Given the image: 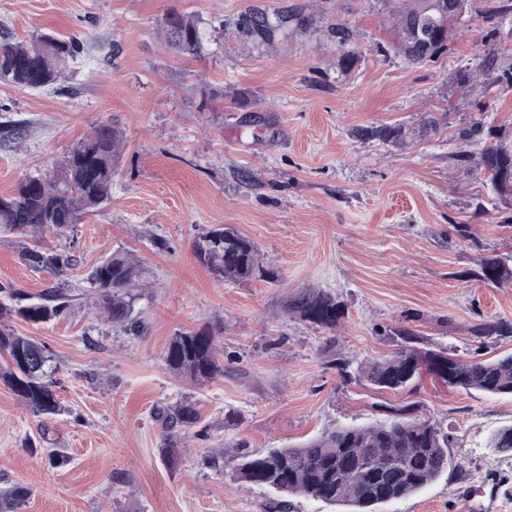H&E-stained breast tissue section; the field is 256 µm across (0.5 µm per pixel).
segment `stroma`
Wrapping results in <instances>:
<instances>
[{"label": "stroma", "mask_w": 512, "mask_h": 512, "mask_svg": "<svg viewBox=\"0 0 512 512\" xmlns=\"http://www.w3.org/2000/svg\"><path fill=\"white\" fill-rule=\"evenodd\" d=\"M496 3L470 0L447 50L411 64L393 48L385 0H0V32L14 40H78L57 84L0 82V123L23 128L0 141V196L52 174L93 127L121 136L111 201L72 231L39 235L42 248L78 259L70 308L43 324L10 322L53 353L61 405L56 416L35 415L0 382V488H30L23 512H268L278 495L241 486L240 456L403 407L448 432L452 464L380 512H457L467 494L512 512V456L488 445L512 425L511 395L453 388L428 373L378 390L345 381L334 365L340 355H391L398 326L415 330L423 352L512 353V336L480 348L471 335L484 321L512 324V281L470 275L480 257L512 251V224L476 214L485 177L451 158L475 124L512 141V85L454 81L491 47L512 54V24L483 18ZM170 12L197 24V54L165 42ZM260 14L305 25L268 40L251 29ZM339 23L354 34L347 72L333 36ZM431 120L435 130L399 149L356 135ZM223 225L255 244L276 280L221 282L197 261L194 240ZM28 243L0 233V301L12 290L39 296L55 281L20 263ZM118 251L143 270L137 336L101 316L87 280ZM308 289L341 301L335 331L286 314V299ZM202 329L215 336L224 375L197 386L169 372L163 355L175 331ZM184 399L199 420L168 438L156 413ZM50 448L64 464H50Z\"/></svg>", "instance_id": "stroma-1"}]
</instances>
